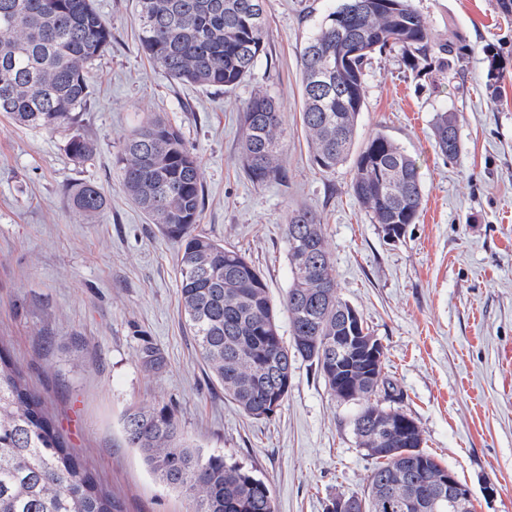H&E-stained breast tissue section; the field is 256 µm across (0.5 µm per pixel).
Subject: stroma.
I'll return each mask as SVG.
<instances>
[{"label":"stroma","mask_w":512,"mask_h":512,"mask_svg":"<svg viewBox=\"0 0 512 512\" xmlns=\"http://www.w3.org/2000/svg\"><path fill=\"white\" fill-rule=\"evenodd\" d=\"M340 2L265 0L267 55L224 92L171 82L139 46L133 0H95L112 46L89 70L77 128L94 154L68 155V127L0 116V340L124 512H190L127 444L123 415L134 405L171 408L194 445L264 479L276 512H327L336 498L362 495L375 465L353 435L356 404L331 396L310 361L296 359L287 398L262 420L212 380L181 312L177 245L122 189L117 158L153 113L199 159V231L259 266L273 301L291 282L289 212H319L337 291L380 340L423 450L468 484L474 512H512V16L496 0H413L441 41L462 39L464 50L448 67L434 60L419 71L400 52L373 54L359 136L389 135L417 161L423 185L418 222L394 241L350 194L348 168L313 166L300 122V53ZM258 90L278 101L286 144L283 180L263 184L239 164V114ZM444 107L458 120L453 158L434 143ZM80 182L107 197L95 220L67 201ZM148 345L163 369L144 367Z\"/></svg>","instance_id":"stroma-1"}]
</instances>
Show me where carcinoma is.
Masks as SVG:
<instances>
[{
  "label": "carcinoma",
  "mask_w": 512,
  "mask_h": 512,
  "mask_svg": "<svg viewBox=\"0 0 512 512\" xmlns=\"http://www.w3.org/2000/svg\"><path fill=\"white\" fill-rule=\"evenodd\" d=\"M134 9L142 49L181 84L234 89L269 39L264 0H135ZM111 43L112 30L94 0H0V113L32 128L77 125L90 97L88 70ZM395 48L412 69L432 57L443 63V54L453 53L452 45L435 41L411 0H343L300 55L301 121L311 162L324 173L349 166L353 197L386 233L416 223L422 202L419 167L406 150L381 131L358 140L368 61ZM240 123L239 159L250 179L281 180L285 137L274 97L254 94ZM455 129V113L436 114L435 147L447 157L461 150ZM94 150L79 133L66 144L77 161ZM118 163L127 195L179 245L184 318L224 397L246 416L267 419L272 404L288 397L296 357L314 363L338 401L361 402L352 421L358 447L378 449L357 512H433L443 466L420 449L421 430L398 406L400 393L383 374V358L366 356L371 332L358 331L346 356L334 359L337 338L348 335L351 308L336 293L320 214L306 207L288 214L291 284L282 298L288 343L259 268L197 230L201 168L178 127L148 116ZM67 197L88 217L107 204L90 182L72 185ZM142 360L150 370L165 365L152 346L143 348ZM123 429L151 474L187 497L191 512H276L263 479L220 452L192 446L168 407L132 406ZM0 512H123L73 454L1 342Z\"/></svg>",
  "instance_id": "1"
}]
</instances>
